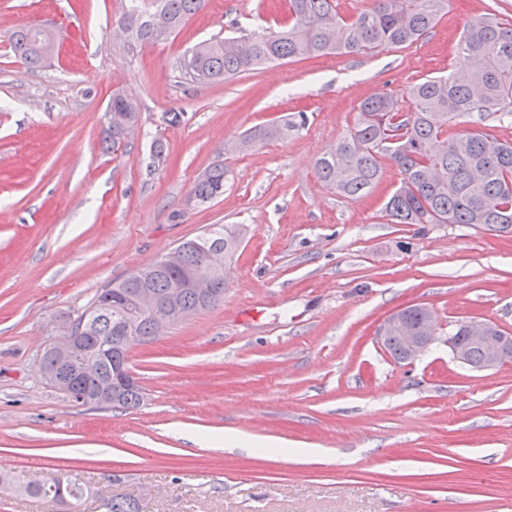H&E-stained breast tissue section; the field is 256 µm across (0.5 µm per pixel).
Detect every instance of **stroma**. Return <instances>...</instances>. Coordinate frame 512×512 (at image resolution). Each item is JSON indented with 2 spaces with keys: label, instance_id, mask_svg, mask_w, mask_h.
<instances>
[{
  "label": "stroma",
  "instance_id": "1",
  "mask_svg": "<svg viewBox=\"0 0 512 512\" xmlns=\"http://www.w3.org/2000/svg\"><path fill=\"white\" fill-rule=\"evenodd\" d=\"M284 10L210 0L169 40L130 46L112 35L120 0H0V469L88 484L81 512H101L104 497L143 512H512V363L470 370L445 343L462 319L512 332V233L391 223L400 176L388 165L355 201L315 173L361 101L449 73L464 22L512 15V0H448L421 40L371 55L198 87L172 78L189 47L266 30ZM30 24L58 44L35 71L9 44ZM117 88L141 114L112 153L101 130ZM300 112L288 138L225 154ZM217 163L224 194L197 204L192 185ZM211 224L245 229L224 302L132 344L140 407L79 405L47 385L42 348L66 319ZM416 303L434 312L437 339L408 365L378 330ZM228 430L283 450L196 443Z\"/></svg>",
  "mask_w": 512,
  "mask_h": 512
}]
</instances>
